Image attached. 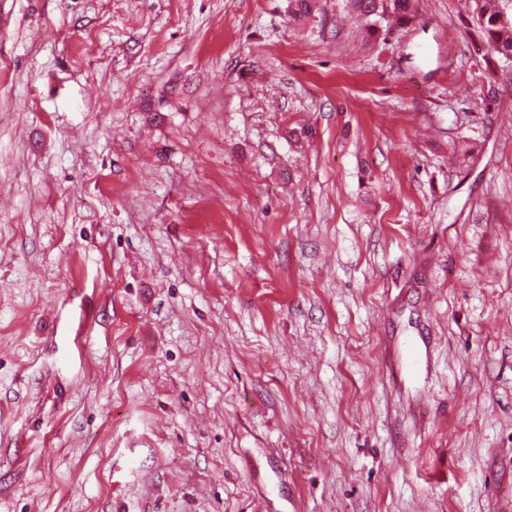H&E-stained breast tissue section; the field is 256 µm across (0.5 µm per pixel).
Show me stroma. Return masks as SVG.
Instances as JSON below:
<instances>
[{
    "instance_id": "obj_1",
    "label": "stroma",
    "mask_w": 512,
    "mask_h": 512,
    "mask_svg": "<svg viewBox=\"0 0 512 512\" xmlns=\"http://www.w3.org/2000/svg\"><path fill=\"white\" fill-rule=\"evenodd\" d=\"M415 6L0 0V512H512V65ZM366 22V32L373 36L380 29L390 33L395 26L409 21L414 16L412 0H349ZM386 23L384 26L383 24Z\"/></svg>"
}]
</instances>
